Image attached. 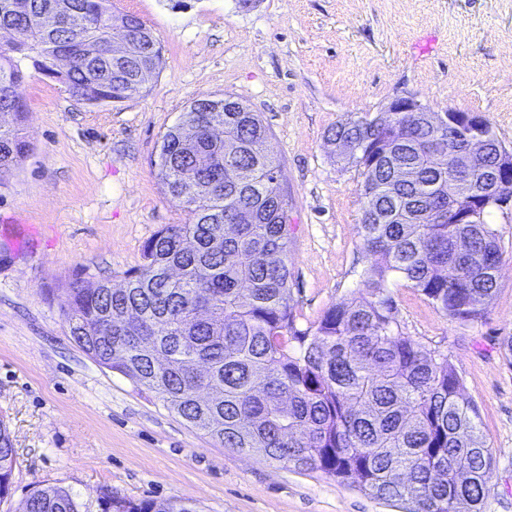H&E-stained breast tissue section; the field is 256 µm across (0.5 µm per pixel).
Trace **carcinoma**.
Masks as SVG:
<instances>
[{
  "mask_svg": "<svg viewBox=\"0 0 512 512\" xmlns=\"http://www.w3.org/2000/svg\"><path fill=\"white\" fill-rule=\"evenodd\" d=\"M0 111L32 60L77 103L102 108L141 96L162 48L112 0H0ZM228 98L190 104L161 137L157 177L186 212L147 240L123 286L80 281L58 303L73 342L100 365L154 394L224 448L353 482L408 512H483L494 458L477 405L448 354L401 329L389 289L410 283L452 321L484 318L502 261L489 221L498 149L477 170L453 171L466 127L429 113L384 123L364 116L328 130L362 161L359 236L367 268L358 291L297 326L290 304L288 193L258 113ZM27 113L0 124V176L30 150ZM13 448L0 425V499ZM112 512H198L113 499ZM24 512H80L59 488L34 491Z\"/></svg>",
  "mask_w": 512,
  "mask_h": 512,
  "instance_id": "1",
  "label": "carcinoma"
}]
</instances>
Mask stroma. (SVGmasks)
Wrapping results in <instances>:
<instances>
[{"instance_id":"1","label":"stroma","mask_w":512,"mask_h":512,"mask_svg":"<svg viewBox=\"0 0 512 512\" xmlns=\"http://www.w3.org/2000/svg\"><path fill=\"white\" fill-rule=\"evenodd\" d=\"M164 63L148 93L90 110L23 62L33 150L0 182V423L15 457L0 512L40 488L80 512L110 500H191L199 512H403L319 471L214 445L152 393L94 362L55 297L74 278L120 285L162 226L181 224L154 171L185 106L235 96L260 117L288 192L290 303L304 328L352 297L367 262L360 184L326 142L336 124L415 96L484 116L512 148V0H112ZM502 268L485 317L450 321L405 281L395 316L448 354L493 454L483 512H512V214L493 212Z\"/></svg>"}]
</instances>
